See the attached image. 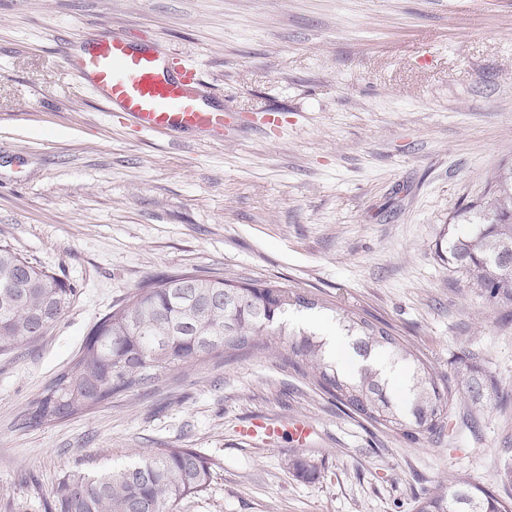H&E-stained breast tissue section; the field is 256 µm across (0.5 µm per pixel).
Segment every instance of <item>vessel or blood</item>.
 <instances>
[{"label":"vessel or blood","mask_w":512,"mask_h":512,"mask_svg":"<svg viewBox=\"0 0 512 512\" xmlns=\"http://www.w3.org/2000/svg\"><path fill=\"white\" fill-rule=\"evenodd\" d=\"M81 44L74 68L138 130H200L220 136L230 125V112L207 106L196 71L166 58L155 46L131 44L114 31L82 38Z\"/></svg>","instance_id":"vessel-or-blood-1"}]
</instances>
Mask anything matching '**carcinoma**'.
Returning a JSON list of instances; mask_svg holds the SVG:
<instances>
[{"label":"carcinoma","instance_id":"carcinoma-1","mask_svg":"<svg viewBox=\"0 0 512 512\" xmlns=\"http://www.w3.org/2000/svg\"><path fill=\"white\" fill-rule=\"evenodd\" d=\"M467 227L447 239V261L488 301L512 304V164L502 165L486 195L464 208ZM76 289L0 240V349L34 342L68 311ZM330 311L358 357L357 369L336 364L316 331L290 327L289 314ZM288 349L337 403L371 424L417 441L440 434L453 401L435 372L379 321L278 284L255 285L191 272L161 274L142 284L88 334L79 359L59 372L22 412L28 424L84 412L112 395L146 388L167 372L208 357ZM405 371L407 392L394 393L380 360ZM489 383L467 367L458 391L478 402ZM206 458L191 448H162L97 477L66 473L48 512H178L205 491ZM415 512H512V501L455 478L417 499Z\"/></svg>","mask_w":512,"mask_h":512}]
</instances>
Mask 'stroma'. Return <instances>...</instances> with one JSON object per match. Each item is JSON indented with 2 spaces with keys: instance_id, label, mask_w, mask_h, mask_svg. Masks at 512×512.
<instances>
[{
  "instance_id": "1",
  "label": "stroma",
  "mask_w": 512,
  "mask_h": 512,
  "mask_svg": "<svg viewBox=\"0 0 512 512\" xmlns=\"http://www.w3.org/2000/svg\"><path fill=\"white\" fill-rule=\"evenodd\" d=\"M110 30L194 68L236 124L158 135L107 111L67 57ZM511 161L512 0H0V239L77 290L39 342L0 350V512L158 448L211 466L179 512H414L455 475L512 496V306L441 257ZM178 271L316 293L389 324L441 384L475 363L494 386L412 442L253 353L19 425L111 307ZM254 419L313 432L254 442Z\"/></svg>"
}]
</instances>
